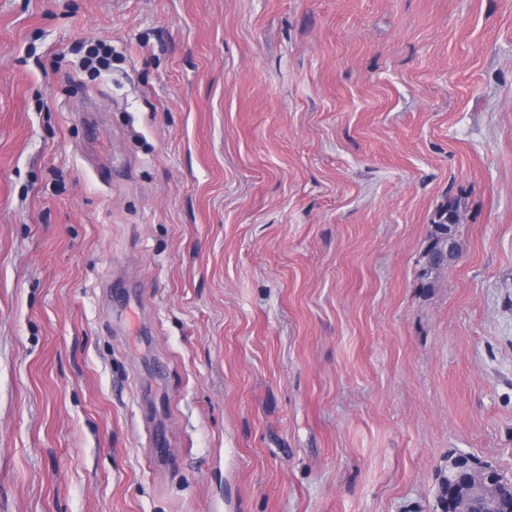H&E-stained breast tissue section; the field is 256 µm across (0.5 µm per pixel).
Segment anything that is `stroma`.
Listing matches in <instances>:
<instances>
[{
	"label": "stroma",
	"mask_w": 512,
	"mask_h": 512,
	"mask_svg": "<svg viewBox=\"0 0 512 512\" xmlns=\"http://www.w3.org/2000/svg\"><path fill=\"white\" fill-rule=\"evenodd\" d=\"M463 453L512 478V0H0V512H439ZM456 216V211L452 210L451 207H448V204L446 206H443L439 213H438V220L434 221L431 224V229L429 231L428 235V245L424 252L425 257V263L424 266L421 269L420 277L422 280H426L429 278L431 273L434 271L433 269H429L426 265V255L428 254V251L435 248V246L438 243H441L445 240H447L448 236V242H446V246L443 248H440L433 256L432 260L435 264H447L449 260H452L458 256L457 251V245L455 242V238L452 236V234L448 233V224H454L453 228L459 224V219L452 217ZM453 228H449L453 230Z\"/></svg>",
	"instance_id": "1"
}]
</instances>
